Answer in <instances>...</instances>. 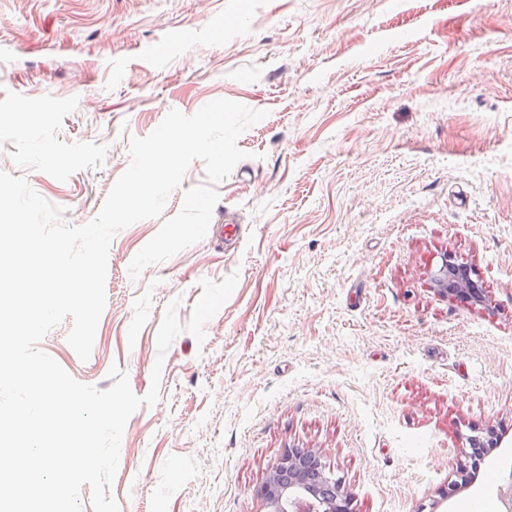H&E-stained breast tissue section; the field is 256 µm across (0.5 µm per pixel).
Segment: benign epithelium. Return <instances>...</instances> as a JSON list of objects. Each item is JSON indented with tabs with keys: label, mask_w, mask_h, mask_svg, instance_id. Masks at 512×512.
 Wrapping results in <instances>:
<instances>
[{
	"label": "benign epithelium",
	"mask_w": 512,
	"mask_h": 512,
	"mask_svg": "<svg viewBox=\"0 0 512 512\" xmlns=\"http://www.w3.org/2000/svg\"><path fill=\"white\" fill-rule=\"evenodd\" d=\"M475 271L450 253L429 270L434 289L444 295L471 303L483 302ZM467 458L475 461L500 445V440L480 435L468 438ZM268 512H353L351 500L340 479L322 464L312 449L293 448L271 468L260 489Z\"/></svg>",
	"instance_id": "obj_1"
}]
</instances>
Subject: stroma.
Listing matches in <instances>:
<instances>
[{
	"label": "stroma",
	"instance_id": "1",
	"mask_svg": "<svg viewBox=\"0 0 512 512\" xmlns=\"http://www.w3.org/2000/svg\"><path fill=\"white\" fill-rule=\"evenodd\" d=\"M186 37L167 47L169 30ZM228 99L266 116L217 186L211 238L131 278L205 183L194 160L161 216L112 238L106 305L80 360L63 320L39 347L76 380L151 387L165 309L238 282L181 333L159 398L126 422L106 490L120 512H267L291 448L319 452L353 512H458L512 484V0H0V171L64 220L100 211L131 138ZM455 254L485 305L438 294ZM505 433L463 482L467 438ZM460 491H452V484Z\"/></svg>",
	"mask_w": 512,
	"mask_h": 512
}]
</instances>
